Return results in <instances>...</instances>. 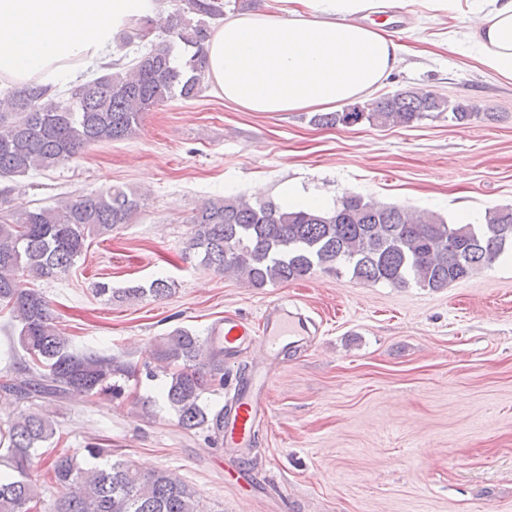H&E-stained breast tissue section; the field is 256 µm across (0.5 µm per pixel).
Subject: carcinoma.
<instances>
[{"label":"carcinoma","mask_w":512,"mask_h":512,"mask_svg":"<svg viewBox=\"0 0 512 512\" xmlns=\"http://www.w3.org/2000/svg\"><path fill=\"white\" fill-rule=\"evenodd\" d=\"M236 0H187L186 11L139 21L123 38L137 44L127 62L108 63L101 74L75 85L64 99L37 84L10 91L0 109V179L52 170L88 147L133 135L142 116L163 103L190 100L200 92L207 71L205 44L211 22L224 18ZM167 38L151 40L156 27ZM356 111L318 112L311 123L349 127L366 121L381 127H411L444 112L464 123L480 115L467 101L449 102L430 92L396 91ZM140 196L119 186L60 201L52 207L15 208L0 215V312L17 322L12 353L22 377L3 387L20 399L113 395L116 382L138 369L105 350H77L59 332L43 294L28 280L56 278L87 250L88 240L112 234L130 223ZM187 249L198 264L216 273H235L249 287L303 279L320 269H345L351 279L395 287L415 284L441 289L467 279L512 253V207L486 211L481 224H449L433 212L383 205L345 195L332 209L296 210L243 197L209 200L190 219ZM173 282L158 277L149 287L127 288L121 298H164ZM154 367L165 376L162 395L178 424L205 429L208 442L224 437V409L203 403L208 391L224 388V345L177 327L156 339ZM56 434L44 406L20 410L0 424V512H38L42 484L31 473L38 449ZM44 481L60 489L55 512H203L196 492L166 471L142 473L120 457L104 466L82 467L76 456L55 454L45 461Z\"/></svg>","instance_id":"1"}]
</instances>
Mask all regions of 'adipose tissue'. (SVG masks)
I'll return each mask as SVG.
<instances>
[{"mask_svg": "<svg viewBox=\"0 0 512 512\" xmlns=\"http://www.w3.org/2000/svg\"><path fill=\"white\" fill-rule=\"evenodd\" d=\"M287 17L225 19L206 43L207 81L250 112L327 109L375 91L394 72L400 43L367 22L376 0H300ZM159 0H0V79L60 84L109 61L119 31L156 15ZM468 44L480 64L512 81V0H478Z\"/></svg>", "mask_w": 512, "mask_h": 512, "instance_id": "obj_1", "label": "adipose tissue"}]
</instances>
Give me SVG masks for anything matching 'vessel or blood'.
Listing matches in <instances>:
<instances>
[{"label": "vessel or blood", "mask_w": 512, "mask_h": 512, "mask_svg": "<svg viewBox=\"0 0 512 512\" xmlns=\"http://www.w3.org/2000/svg\"><path fill=\"white\" fill-rule=\"evenodd\" d=\"M312 328L311 319L297 307L274 302L263 310L260 328H253L246 320L228 319L223 326L216 328L215 333L223 339L226 353L236 352L258 341L263 345L265 358L274 360L284 349L306 344ZM265 383V377L258 372L242 382L224 414V444L243 458L247 457L253 444L257 420L269 413Z\"/></svg>", "instance_id": "1"}]
</instances>
